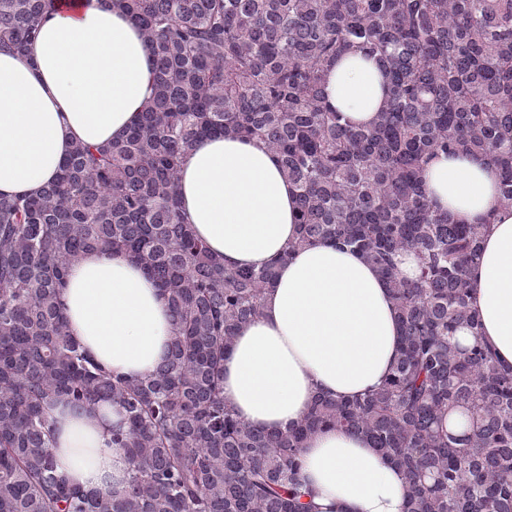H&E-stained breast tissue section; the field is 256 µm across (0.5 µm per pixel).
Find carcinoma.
Wrapping results in <instances>:
<instances>
[{
	"label": "carcinoma",
	"mask_w": 512,
	"mask_h": 512,
	"mask_svg": "<svg viewBox=\"0 0 512 512\" xmlns=\"http://www.w3.org/2000/svg\"><path fill=\"white\" fill-rule=\"evenodd\" d=\"M117 2L153 56L141 123L75 145L39 196L0 197V512H306L301 444L331 427L395 463L405 512H512V368L481 343L469 303L487 225L434 210L423 181L432 155L481 154L512 207V0ZM52 4L0 0V49L25 54ZM352 47L389 79L369 127L325 101L324 74ZM208 135L263 143L295 185L299 237L281 261L341 243L386 279L402 346L378 389L319 396L279 432L224 404V357L276 267L227 269L181 221L180 165ZM92 250L128 254L167 294L168 352L143 379L112 376L67 335L60 291ZM60 396L125 410L121 493L59 471L47 409ZM456 414L466 424L444 425Z\"/></svg>",
	"instance_id": "carcinoma-1"
}]
</instances>
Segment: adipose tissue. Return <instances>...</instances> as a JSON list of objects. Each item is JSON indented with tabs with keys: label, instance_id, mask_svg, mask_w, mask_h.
<instances>
[{
	"label": "adipose tissue",
	"instance_id": "adipose-tissue-1",
	"mask_svg": "<svg viewBox=\"0 0 512 512\" xmlns=\"http://www.w3.org/2000/svg\"><path fill=\"white\" fill-rule=\"evenodd\" d=\"M386 84L376 59L349 53L326 75V102L345 121L369 126ZM154 87L150 50L122 9L107 0L55 6L26 56L0 51V194L38 195L74 144L123 137ZM423 178L433 206L452 221L490 227L469 273L470 306L482 341L512 368V207L479 155L433 156ZM178 193L183 222L225 267L277 266L261 316L238 332L224 359L226 404L252 426L279 431L315 396L352 398L383 383L401 343L390 288L360 252L339 244L308 245L278 263L298 226L294 186L273 154L237 137H202L184 158ZM62 303L68 335L112 374L143 378L163 361L167 298L127 256L83 254ZM47 416L72 481L88 491L123 489L127 457L111 443L123 422L119 406L75 412L58 399ZM301 455L315 512H404L399 469L365 438L320 430Z\"/></svg>",
	"mask_w": 512,
	"mask_h": 512
}]
</instances>
